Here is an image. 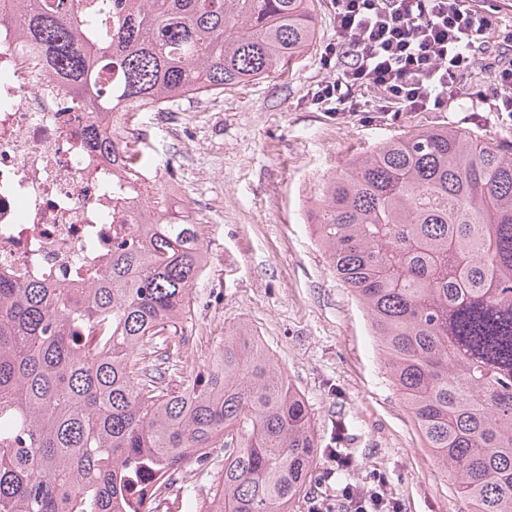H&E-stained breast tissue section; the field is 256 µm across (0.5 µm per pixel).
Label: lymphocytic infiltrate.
Here are the masks:
<instances>
[{"label":"lymphocytic infiltrate","instance_id":"lymphocytic-infiltrate-1","mask_svg":"<svg viewBox=\"0 0 512 512\" xmlns=\"http://www.w3.org/2000/svg\"><path fill=\"white\" fill-rule=\"evenodd\" d=\"M336 40L326 50L339 70L314 101L333 112H425L449 95L468 97L476 65L495 75L487 96L512 112V32L496 53L475 48L498 26L494 9L472 0H334Z\"/></svg>","mask_w":512,"mask_h":512}]
</instances>
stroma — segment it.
Listing matches in <instances>:
<instances>
[{
	"label": "stroma",
	"mask_w": 512,
	"mask_h": 512,
	"mask_svg": "<svg viewBox=\"0 0 512 512\" xmlns=\"http://www.w3.org/2000/svg\"><path fill=\"white\" fill-rule=\"evenodd\" d=\"M318 31L281 76L190 97L138 116L143 144L176 160L157 182L200 227L206 270L192 294L184 362L207 366L228 330L247 325L284 368L311 410L318 441L306 493L294 512L335 504L344 485L377 472L401 512H466L449 478L422 447L394 387L366 313L339 281L306 221L322 180L358 153L400 134L450 126L512 142V113L494 100L449 97L439 112L336 114L316 105L334 80L324 52L335 41L333 0H314ZM343 442H336V435ZM353 461L340 470L333 444Z\"/></svg>",
	"instance_id": "35a3bbf8"
}]
</instances>
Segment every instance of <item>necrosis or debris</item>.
<instances>
[{
	"instance_id": "obj_1",
	"label": "necrosis or debris",
	"mask_w": 512,
	"mask_h": 512,
	"mask_svg": "<svg viewBox=\"0 0 512 512\" xmlns=\"http://www.w3.org/2000/svg\"><path fill=\"white\" fill-rule=\"evenodd\" d=\"M0 0V275L88 288L112 260V232L150 211L157 173L116 174L89 151L88 112L70 106Z\"/></svg>"
}]
</instances>
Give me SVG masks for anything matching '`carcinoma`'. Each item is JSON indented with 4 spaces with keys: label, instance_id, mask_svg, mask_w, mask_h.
<instances>
[{
    "label": "carcinoma",
    "instance_id": "obj_1",
    "mask_svg": "<svg viewBox=\"0 0 512 512\" xmlns=\"http://www.w3.org/2000/svg\"><path fill=\"white\" fill-rule=\"evenodd\" d=\"M312 5L17 0L13 20L121 171L143 166L138 113L284 71L316 36ZM167 209L159 188L156 221L113 239L91 288L0 277V512H160L217 446L215 492L187 512H293L317 439L259 338L241 325L205 368L171 363L206 261ZM308 219L467 512H512V144L393 138L318 185Z\"/></svg>",
    "mask_w": 512,
    "mask_h": 512
}]
</instances>
